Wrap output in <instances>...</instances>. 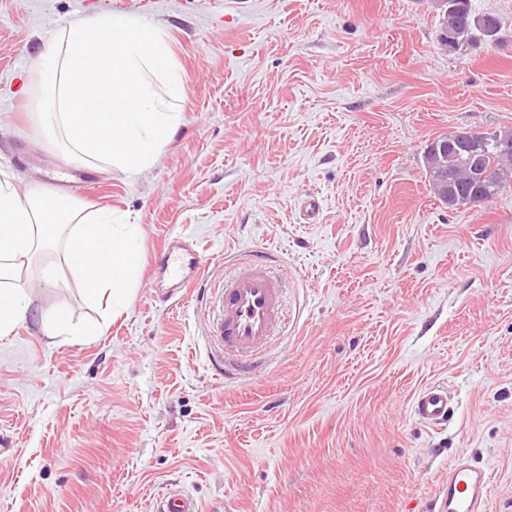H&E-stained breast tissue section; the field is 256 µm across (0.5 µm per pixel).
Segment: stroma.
Instances as JSON below:
<instances>
[{
	"label": "stroma",
	"instance_id": "stroma-1",
	"mask_svg": "<svg viewBox=\"0 0 512 512\" xmlns=\"http://www.w3.org/2000/svg\"><path fill=\"white\" fill-rule=\"evenodd\" d=\"M471 5L505 18L498 44L441 49L434 0H0V173L141 228L120 316L56 251L9 283L31 307L0 337V512H149L170 487L200 512H432L460 458L512 512V191L451 211L422 162L443 133L512 125V0ZM101 13L165 32L183 77L134 176L64 153L19 93ZM176 233L209 288L247 252L284 277L259 371L215 374L209 301L151 296ZM58 309L96 334L47 336ZM431 384L437 428L411 413ZM448 390L441 385H427L413 398L411 410L423 424L436 426L445 423L449 412Z\"/></svg>",
	"mask_w": 512,
	"mask_h": 512
}]
</instances>
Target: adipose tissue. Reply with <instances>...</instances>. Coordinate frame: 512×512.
<instances>
[{
	"label": "adipose tissue",
	"mask_w": 512,
	"mask_h": 512,
	"mask_svg": "<svg viewBox=\"0 0 512 512\" xmlns=\"http://www.w3.org/2000/svg\"><path fill=\"white\" fill-rule=\"evenodd\" d=\"M65 238L68 266L81 278L90 301L107 300L121 315L138 277V225L115 223L111 214L83 216L63 195L39 189L19 195L9 180H0V335L27 319L28 300L8 288L18 266L40 250Z\"/></svg>",
	"instance_id": "obj_1"
}]
</instances>
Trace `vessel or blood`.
<instances>
[{
  "label": "vessel or blood",
  "instance_id": "vessel-or-blood-1",
  "mask_svg": "<svg viewBox=\"0 0 512 512\" xmlns=\"http://www.w3.org/2000/svg\"><path fill=\"white\" fill-rule=\"evenodd\" d=\"M207 264L193 242L175 234L157 253L150 288L175 296L204 285ZM283 279L273 274L267 260L247 256L244 268L217 289L219 317L213 327L218 356L225 360L257 352L265 346L283 318ZM447 389L428 385L413 398L411 410L423 424L445 423L449 412ZM488 474L466 460L448 469V483L438 491L436 512H486ZM153 512H199L192 499L173 493L155 501Z\"/></svg>",
  "mask_w": 512,
  "mask_h": 512
}]
</instances>
